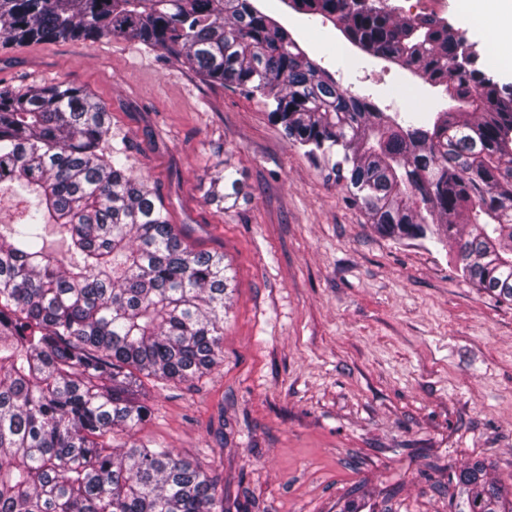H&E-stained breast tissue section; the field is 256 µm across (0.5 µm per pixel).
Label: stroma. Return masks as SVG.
I'll return each mask as SVG.
<instances>
[{
  "label": "stroma",
  "instance_id": "35a3bbf8",
  "mask_svg": "<svg viewBox=\"0 0 512 512\" xmlns=\"http://www.w3.org/2000/svg\"><path fill=\"white\" fill-rule=\"evenodd\" d=\"M289 24L352 91L397 84L410 117L449 108L442 88L399 87L405 71L384 61L343 62L332 24ZM61 81L106 104L108 146L232 278L223 362L149 384L136 439L218 474L226 512H454L466 465L512 476V306L460 277L448 246L382 236L263 98L136 40L0 49V87ZM227 164L247 196L209 203Z\"/></svg>",
  "mask_w": 512,
  "mask_h": 512
}]
</instances>
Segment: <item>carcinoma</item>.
<instances>
[{
    "label": "carcinoma",
    "mask_w": 512,
    "mask_h": 512,
    "mask_svg": "<svg viewBox=\"0 0 512 512\" xmlns=\"http://www.w3.org/2000/svg\"><path fill=\"white\" fill-rule=\"evenodd\" d=\"M265 2L0 0V47L132 38L207 83L260 94L377 231L456 243L461 275L512 304V85L434 15L281 0L454 102L400 122L337 82ZM108 125L106 105L67 82L0 89V190L36 199L0 228V512H220L210 472L171 448L116 443L152 415L142 379L187 383L222 362L229 278L224 255L183 241L124 151L103 147ZM241 194L226 165L207 199ZM488 470L455 474L457 512H512Z\"/></svg>",
    "instance_id": "1"
}]
</instances>
